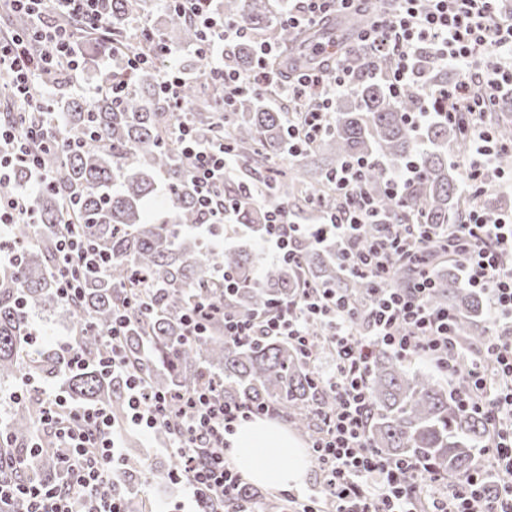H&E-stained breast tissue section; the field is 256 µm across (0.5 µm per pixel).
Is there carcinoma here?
<instances>
[{
    "label": "carcinoma",
    "mask_w": 512,
    "mask_h": 512,
    "mask_svg": "<svg viewBox=\"0 0 512 512\" xmlns=\"http://www.w3.org/2000/svg\"><path fill=\"white\" fill-rule=\"evenodd\" d=\"M155 8L154 0H102L104 24L114 35ZM162 10L168 25L153 26L157 38L172 48L201 46V35L190 21L177 16L167 3ZM217 10L247 29L246 36L224 47V62L232 69L250 68L261 43L271 42L278 47L273 60L276 71L290 75L317 60L311 53L314 42L331 38L326 29L297 32L274 21V0H221ZM151 50L142 41L86 39L81 70L90 71L100 58L112 60L110 68L92 77L97 92L91 99L60 90L66 83L63 66L41 76L43 87L59 88L52 107L63 114L62 143L49 142L41 152L54 184L31 197L38 223L12 225V236L5 240L20 248V254L14 262L0 265V382L52 375L61 379L70 395L105 407L121 425L126 377L102 370L100 360L111 342L112 314L128 305L131 322L121 340L122 353L153 390L178 398L212 385L225 401L264 404L314 438L322 431L314 409L330 402L314 371V363L329 354L321 329L312 328L313 346L307 357L278 336L226 338L223 314L249 317L294 301L306 278L334 285L359 301L366 296L369 281L341 271L331 241L317 243L302 237L297 242L298 264H266L257 276V254L239 247L212 250L188 235L202 226V213L179 145L170 136L175 113L160 92L156 68L131 71L126 66L128 55ZM188 67L195 78L182 88L184 118L208 139L216 134L215 112L224 91L204 90L203 68L195 63ZM418 67L429 74L432 91L448 88V69L435 65L427 53L420 55ZM119 81L128 85V91L115 104L112 84ZM419 106L413 88L394 98L379 80L362 82L353 101L336 93L331 129L289 166L293 177L288 179L281 169L290 141L286 107H267L254 94L239 98L224 123V143L239 169L266 175L267 184L258 199L248 194L237 174L224 179V200L233 219L254 238L264 237L265 213L272 206L281 205L309 220L323 211L309 204L311 197H322L324 207L336 205V189L329 181L336 167L348 158L366 157L373 161L366 188L380 215L396 224L412 219L437 228L462 223V193L456 167L448 162V153L464 146L461 129L448 121L441 107L429 113L421 126H414L407 113ZM14 111L26 113V120L36 126L51 120L46 112H29L23 100L14 101ZM485 122L501 143L512 144L511 123L495 112ZM411 162L418 164L420 175L405 185L402 196H391L388 179ZM161 178L169 219L156 223L149 209ZM26 184L28 170L18 166L10 182L0 183V196H12ZM66 230L111 258L103 268L81 272L80 295L71 304L57 294L56 273L64 265L57 241ZM446 243L441 235L434 249L422 251L420 264H399L386 287L406 288L417 270L431 268L436 284L430 304L453 310L459 318L460 342L479 347L490 332L483 300L465 286L454 265L445 267L437 259ZM217 268L226 270L237 287L225 291L224 281L215 277ZM199 302L215 314L203 321L199 335L187 336L186 315ZM51 310L69 319L74 348L86 359L84 366L70 368L69 354L62 350L31 349L30 313ZM369 398L372 416L367 437L384 456L412 457L427 465L429 474L455 479L474 469L487 422L463 412L456 397L433 375L411 370L399 357L379 349L371 360ZM42 411L43 400L35 396L11 405L0 429V451L20 456L31 443L33 425ZM148 469L145 458L132 451L125 455L121 475L114 484H105L102 492L121 491L133 512H142L145 501L137 496L134 481ZM18 475L24 480L58 481L55 450L44 449L38 467L30 472L21 469ZM293 508L285 497L264 495L245 485L232 498L211 496L199 506L200 512Z\"/></svg>",
    "instance_id": "obj_1"
}]
</instances>
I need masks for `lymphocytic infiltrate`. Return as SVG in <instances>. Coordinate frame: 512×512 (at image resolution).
I'll use <instances>...</instances> for the list:
<instances>
[{
    "label": "lymphocytic infiltrate",
    "mask_w": 512,
    "mask_h": 512,
    "mask_svg": "<svg viewBox=\"0 0 512 512\" xmlns=\"http://www.w3.org/2000/svg\"><path fill=\"white\" fill-rule=\"evenodd\" d=\"M14 11L26 13L42 34L46 49L33 55L22 37H0V74L6 88L28 94L40 70L66 59L78 71L79 53L72 33L48 23L52 13L100 28V0H9ZM175 12L194 23L203 34L199 56L212 83L222 86L224 101L216 119L224 121L235 97L274 86L276 71L268 65L271 45H263L256 64L246 72L227 68L219 48L245 34L237 22L218 17L212 0H171ZM366 0H290L281 22L308 28L338 14L365 11ZM361 31L359 50L390 58L387 75L344 56L331 70L314 67L299 72L288 85L295 105L288 115L293 140L289 156H298L330 128V100L339 91H355L364 79L385 78L392 95L414 86L422 106L433 97L421 82L415 58L430 50L440 62L460 65L461 74L441 92L449 119L468 114L469 162L464 168L467 189L479 193L501 167L504 152L492 131L481 121L496 111L501 100L512 97V16L499 14L498 0H391L390 7L370 12ZM54 135L53 129L35 128L9 117L0 120V180L8 178L16 164H26L30 184L43 187L50 176L36 149ZM173 135L187 162V172L200 207L210 223L221 224L230 215L224 200V179L233 173L236 160L223 138L200 139L184 120H177ZM368 161H346L332 179L340 206L326 212L321 223L296 224L283 208L267 213L263 240L272 261L294 255L299 236L317 242L336 241L338 259L347 274L369 279L365 308L337 289L304 282L296 303L278 305L265 314L225 317L226 335L247 339L280 336L307 348L312 326H320L332 349V367L320 379L332 403L317 409L324 424L322 436L311 448L332 512H512V266L505 261L512 251V214L470 210L465 223L453 225L450 236L460 240L454 259L465 272V284L488 302L491 324L498 328L475 356H467L455 325V314L434 309L429 295L433 273L417 277L411 287L393 289L384 281L397 259L417 256L433 236L428 224H387L381 236L361 245L357 231L377 214L374 199L363 188ZM366 313L370 328L359 333L357 317ZM386 347L403 359L419 358L457 381L454 390L462 410L481 415L488 424V439L480 451L482 467L461 480L428 476L418 461L393 460L372 448L367 438L371 413L368 392L370 361L377 347ZM38 429H52L64 479L61 486L0 478V512H10L15 502L25 512H129L124 495H102L103 484L112 480L124 459L123 448L111 436V419L100 406L77 405L63 395L46 392ZM125 424L144 430L162 427L168 414H176L182 430L172 450L185 467V487L192 500L207 495L234 496L242 480L228 464L230 436L241 422L261 416V409L246 403H228L210 390L199 389L179 402L153 392L137 380H129ZM68 424H60V415ZM496 479L494 495H487L485 473Z\"/></svg>",
    "instance_id": "f902f5d3"
}]
</instances>
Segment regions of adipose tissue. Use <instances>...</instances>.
I'll list each match as a JSON object with an SVG mask.
<instances>
[{
  "mask_svg": "<svg viewBox=\"0 0 512 512\" xmlns=\"http://www.w3.org/2000/svg\"><path fill=\"white\" fill-rule=\"evenodd\" d=\"M233 445L234 465L250 482L279 488L303 485L309 462L285 425L265 419L242 423Z\"/></svg>",
  "mask_w": 512,
  "mask_h": 512,
  "instance_id": "adipose-tissue-1",
  "label": "adipose tissue"
}]
</instances>
